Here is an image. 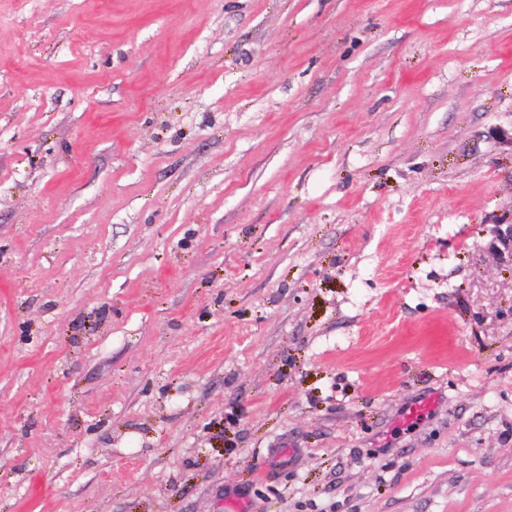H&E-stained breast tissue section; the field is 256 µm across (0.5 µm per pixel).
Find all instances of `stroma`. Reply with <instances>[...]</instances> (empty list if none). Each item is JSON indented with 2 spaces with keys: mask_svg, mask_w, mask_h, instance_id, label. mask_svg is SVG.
<instances>
[{
  "mask_svg": "<svg viewBox=\"0 0 512 512\" xmlns=\"http://www.w3.org/2000/svg\"><path fill=\"white\" fill-rule=\"evenodd\" d=\"M512 0H0V512H512Z\"/></svg>",
  "mask_w": 512,
  "mask_h": 512,
  "instance_id": "obj_1",
  "label": "stroma"
}]
</instances>
